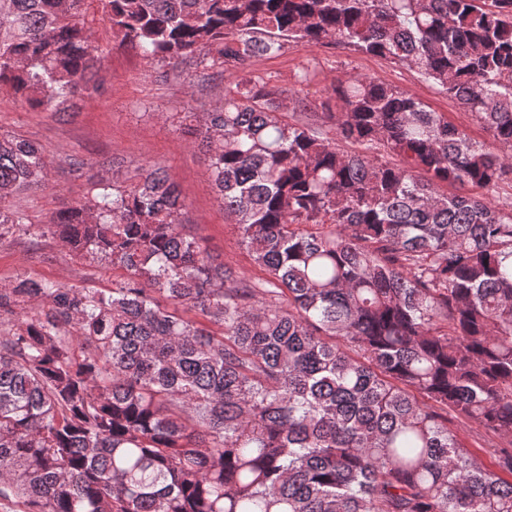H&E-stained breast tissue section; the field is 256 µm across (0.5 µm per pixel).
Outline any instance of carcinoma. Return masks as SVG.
Returning <instances> with one entry per match:
<instances>
[{
    "mask_svg": "<svg viewBox=\"0 0 512 512\" xmlns=\"http://www.w3.org/2000/svg\"><path fill=\"white\" fill-rule=\"evenodd\" d=\"M112 36L149 60L253 62L333 42L400 63L478 144L371 76L287 119L244 77L188 112L240 245L215 263L162 168L44 224L35 143L0 133V242L55 238L103 287L0 285V506L20 512H512V0H0V87L61 114ZM474 423L485 467L448 426Z\"/></svg>",
    "mask_w": 512,
    "mask_h": 512,
    "instance_id": "carcinoma-1",
    "label": "carcinoma"
}]
</instances>
